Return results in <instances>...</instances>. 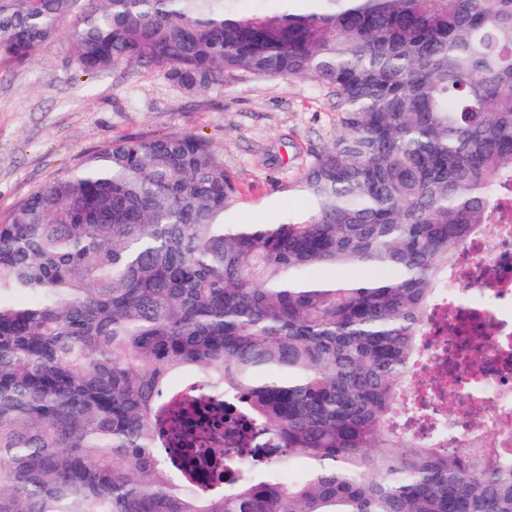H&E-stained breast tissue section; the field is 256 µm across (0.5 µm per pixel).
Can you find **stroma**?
Returning a JSON list of instances; mask_svg holds the SVG:
<instances>
[{"mask_svg": "<svg viewBox=\"0 0 512 512\" xmlns=\"http://www.w3.org/2000/svg\"><path fill=\"white\" fill-rule=\"evenodd\" d=\"M70 54L61 37L27 63L0 67V219L113 139L164 133L204 137L222 154L240 190L234 222L305 210L288 187L336 134L331 103L310 82L243 76L190 97L155 70L81 75Z\"/></svg>", "mask_w": 512, "mask_h": 512, "instance_id": "obj_1", "label": "stroma"}]
</instances>
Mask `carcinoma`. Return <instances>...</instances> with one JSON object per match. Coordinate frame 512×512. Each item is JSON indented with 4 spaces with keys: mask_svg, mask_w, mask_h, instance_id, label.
<instances>
[{
    "mask_svg": "<svg viewBox=\"0 0 512 512\" xmlns=\"http://www.w3.org/2000/svg\"><path fill=\"white\" fill-rule=\"evenodd\" d=\"M0 0V62L58 36L88 75L155 69L186 95L302 79L336 135L288 186L307 210L229 220L200 136L124 137L0 222V512H512V417L423 444L420 348L455 256L512 210V0ZM317 269L333 276L313 275ZM190 369L296 481L202 495L167 455Z\"/></svg>",
    "mask_w": 512,
    "mask_h": 512,
    "instance_id": "carcinoma-1",
    "label": "carcinoma"
}]
</instances>
